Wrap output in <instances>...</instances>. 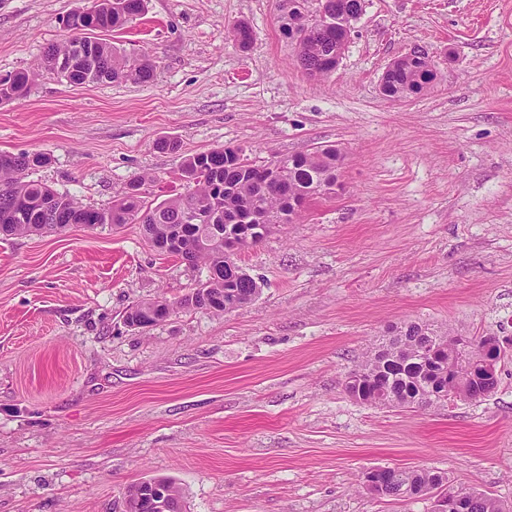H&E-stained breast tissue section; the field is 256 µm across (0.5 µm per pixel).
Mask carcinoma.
Returning a JSON list of instances; mask_svg holds the SVG:
<instances>
[{"label": "carcinoma", "mask_w": 512, "mask_h": 512, "mask_svg": "<svg viewBox=\"0 0 512 512\" xmlns=\"http://www.w3.org/2000/svg\"><path fill=\"white\" fill-rule=\"evenodd\" d=\"M310 0H286L280 16V31L290 42H297L298 61L312 76H322L336 69V47L345 28L357 20L364 0H319V6L339 24L306 29L303 19ZM94 9V26L84 30L83 40L96 70L80 61L71 68L56 69L53 59L70 53L73 37L48 46L38 67L74 86L100 83L96 72L112 74L114 82L145 84L153 80L156 66L145 52L128 54L97 33L121 30L145 13L146 0H85L81 7ZM34 73H14L9 87L0 88V103L27 95ZM435 73L419 60H405L392 70L384 83L382 95L390 100L418 96L434 81ZM280 169L277 185L266 184L267 164L250 160L242 147H224L188 156L179 168L185 192L152 206L144 200L146 187L157 177L144 174L132 181L125 194L111 207L92 208L72 197L57 193L50 186L25 180V172L43 167L49 156L43 152L0 153V236H29L43 231L62 232L73 224L103 227L107 224H139L152 243L166 240L173 230L181 232L185 250L176 251L190 266L203 265L210 277L209 294L224 299L222 306H209L191 292L170 303L171 311L193 308L214 313L231 312L253 301L261 288L235 259L224 256V239L242 241V249L254 246L264 235L253 225L242 222L255 213L275 218L278 224H293L301 216L306 202L320 195L336 193L338 169L342 156L332 146L319 147L307 154L275 156ZM153 302H141L125 313V322L137 327ZM488 336H471L469 343L457 346L448 328L407 321L389 328L388 338L372 346L350 374L363 380L360 401L385 408H439L451 399L477 401L497 388V381L472 378L457 379L456 366L471 361ZM448 484V474L426 469H383L379 485L371 491L378 497L411 499L424 497L431 490ZM451 492L464 498L468 512H512V505L485 493L465 488Z\"/></svg>", "instance_id": "obj_1"}]
</instances>
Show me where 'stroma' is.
Listing matches in <instances>:
<instances>
[{
	"instance_id": "35a3bbf8",
	"label": "stroma",
	"mask_w": 512,
	"mask_h": 512,
	"mask_svg": "<svg viewBox=\"0 0 512 512\" xmlns=\"http://www.w3.org/2000/svg\"><path fill=\"white\" fill-rule=\"evenodd\" d=\"M78 4L0 0V76L66 39ZM282 9L147 0L105 38L147 52L152 82L45 73L0 104V153H48L29 179L94 208L145 173L149 201L183 192L182 159L222 146L256 162L343 155L336 194L240 254L261 292L229 313L127 327L128 307L206 279L137 224L0 238V512H124L126 488L150 477L173 479L185 512H434L431 496L363 490L376 466L442 471L512 503V358L477 402L401 410L345 390L407 320L512 350V0H365L339 66L316 78ZM416 47L434 82L386 99L385 67Z\"/></svg>"
}]
</instances>
